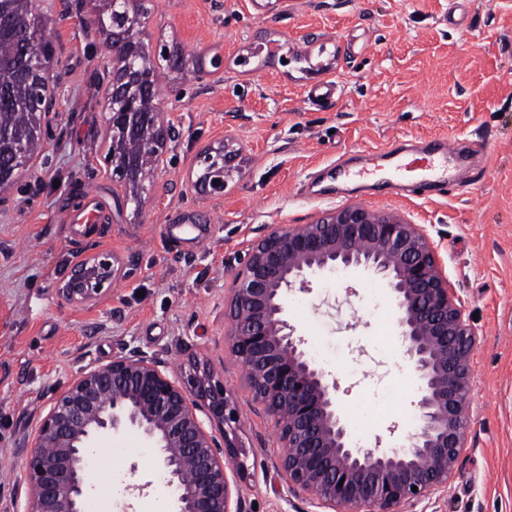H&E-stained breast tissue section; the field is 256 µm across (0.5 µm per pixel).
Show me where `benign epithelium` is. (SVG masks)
<instances>
[{
	"mask_svg": "<svg viewBox=\"0 0 512 512\" xmlns=\"http://www.w3.org/2000/svg\"><path fill=\"white\" fill-rule=\"evenodd\" d=\"M29 0L32 33L21 61L31 73L46 67L45 32ZM120 65L105 97L112 180L140 206L142 171L155 165L172 126L160 113L143 111L153 50L134 40L116 41ZM54 100L40 93L28 102L37 130ZM34 149L29 134L0 125V183L25 171ZM199 184L224 191L231 156H200ZM218 184H213V181ZM363 267L387 282L398 309L400 337L419 380L416 432L399 447L369 448L355 442L337 399L336 378L316 364L286 319V299L309 274ZM112 252L74 265L59 295L71 305L91 306L107 295L114 276ZM231 349L245 370L253 401L276 418L283 452L275 468L288 492L323 512H398L448 492L466 450L470 420L471 359L475 334L439 263L437 248L402 216L350 204L311 224L272 229L255 242L242 268L232 273ZM238 419L224 384L198 368L174 373L154 356L121 355L90 363L59 393L21 452L26 458L25 512H86L89 449L106 434L133 428L153 448L176 512H248L228 471L235 464L232 440L218 448L211 429ZM417 490H412V487Z\"/></svg>",
	"mask_w": 512,
	"mask_h": 512,
	"instance_id": "obj_1",
	"label": "benign epithelium"
}]
</instances>
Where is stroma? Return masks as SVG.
Wrapping results in <instances>:
<instances>
[{"instance_id":"1","label":"stroma","mask_w":512,"mask_h":512,"mask_svg":"<svg viewBox=\"0 0 512 512\" xmlns=\"http://www.w3.org/2000/svg\"><path fill=\"white\" fill-rule=\"evenodd\" d=\"M142 42L161 47L154 102L178 130L140 179L141 207L106 171L104 96L117 64L104 0H37L55 48L58 114L20 179L0 190V512H24L26 435L89 363L145 353L180 371L197 363L236 407L234 477L256 512H315L274 465V420L254 403L230 351L232 270L272 228L361 203L419 225L462 300L477 344L467 450L447 495L402 512H512V0H129ZM221 68H214V59ZM438 137L480 145L447 188L389 178L379 161ZM233 158L224 192L197 184L198 155ZM346 164L337 177L335 163ZM97 208L101 224L74 222ZM197 241H169L172 221ZM111 251V292L64 303L71 266ZM287 319L339 384L344 413L373 421L366 446L414 430L418 381L385 281L362 269L309 276ZM374 293H366V286ZM399 384L395 403L380 393ZM97 512H174L154 451L133 429L91 461Z\"/></svg>"}]
</instances>
